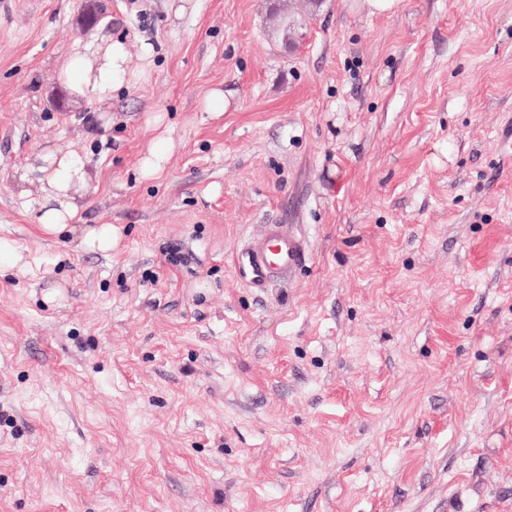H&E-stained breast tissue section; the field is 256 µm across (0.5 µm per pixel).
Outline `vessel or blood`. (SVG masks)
Wrapping results in <instances>:
<instances>
[{
	"label": "vessel or blood",
	"mask_w": 512,
	"mask_h": 512,
	"mask_svg": "<svg viewBox=\"0 0 512 512\" xmlns=\"http://www.w3.org/2000/svg\"><path fill=\"white\" fill-rule=\"evenodd\" d=\"M306 245L287 224H268L249 238L234 256L236 274L261 290L289 279L306 261Z\"/></svg>",
	"instance_id": "vessel-or-blood-1"
}]
</instances>
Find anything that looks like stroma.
Instances as JSON below:
<instances>
[{
  "mask_svg": "<svg viewBox=\"0 0 512 512\" xmlns=\"http://www.w3.org/2000/svg\"><path fill=\"white\" fill-rule=\"evenodd\" d=\"M102 35L154 48L108 125ZM511 127L512 0H0V512H512ZM60 149L111 254L16 204ZM266 224L309 261L258 291ZM152 57L149 44L135 61L125 38L102 36L76 45L61 65L58 79L75 101L103 105L123 87L138 83L152 65ZM165 120L163 112H152L146 118V125L149 128L153 130L164 129L159 135L154 137L147 153L139 160V173L143 179L158 178L165 172L168 166L171 139L167 136L169 129ZM306 245L288 224H266L235 252L236 274L257 290L289 279L306 261Z\"/></svg>",
  "mask_w": 512,
  "mask_h": 512,
  "instance_id": "1",
  "label": "stroma"
}]
</instances>
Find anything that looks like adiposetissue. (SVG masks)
Masks as SVG:
<instances>
[{
	"label": "adipose tissue",
	"instance_id": "adipose-tissue-1",
	"mask_svg": "<svg viewBox=\"0 0 512 512\" xmlns=\"http://www.w3.org/2000/svg\"><path fill=\"white\" fill-rule=\"evenodd\" d=\"M153 48L146 45L140 56H133L125 38L102 36L76 46L63 62L58 79L77 101L106 104L114 93L138 83L152 64ZM156 135L147 153L139 160L142 178L155 179L165 172L171 151V140L164 134L165 116L150 113L146 118ZM89 181L83 160L76 154L52 153L46 156L33 182L35 204L41 230L50 236L63 232L76 234L82 247L90 252L106 254L116 247L120 231L111 224H79L77 195Z\"/></svg>",
	"mask_w": 512,
	"mask_h": 512
}]
</instances>
